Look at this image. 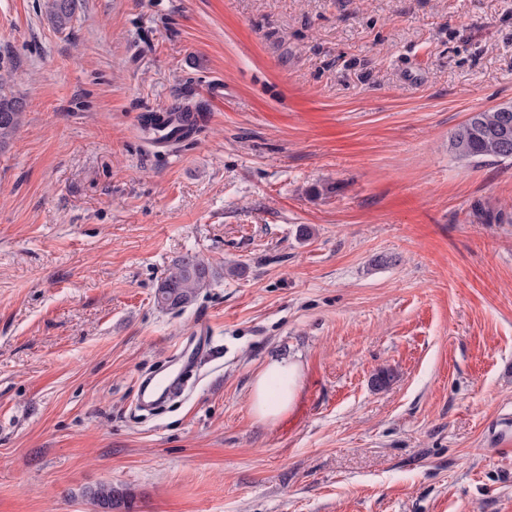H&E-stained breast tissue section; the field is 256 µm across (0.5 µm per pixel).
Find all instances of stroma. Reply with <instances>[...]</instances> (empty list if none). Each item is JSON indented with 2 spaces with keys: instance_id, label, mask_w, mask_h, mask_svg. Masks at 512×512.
<instances>
[{
  "instance_id": "obj_1",
  "label": "stroma",
  "mask_w": 512,
  "mask_h": 512,
  "mask_svg": "<svg viewBox=\"0 0 512 512\" xmlns=\"http://www.w3.org/2000/svg\"><path fill=\"white\" fill-rule=\"evenodd\" d=\"M0 67L26 103L0 512H96L102 483L130 512H512V164L448 150L512 101V0H80L62 30L0 0ZM190 100L198 133L151 147L143 115ZM188 252L216 277L160 309ZM204 325L193 394L138 411ZM288 356L300 395L259 423L252 379ZM88 497L97 507L98 512H112L122 504L127 509L128 502H131V495L124 489L112 486V484H101L87 492Z\"/></svg>"
}]
</instances>
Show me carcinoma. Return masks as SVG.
Segmentation results:
<instances>
[{
    "instance_id": "carcinoma-1",
    "label": "carcinoma",
    "mask_w": 512,
    "mask_h": 512,
    "mask_svg": "<svg viewBox=\"0 0 512 512\" xmlns=\"http://www.w3.org/2000/svg\"><path fill=\"white\" fill-rule=\"evenodd\" d=\"M79 0H46L45 8L54 25L61 29L72 18ZM12 73L0 72V150L17 135L24 121L23 99L7 90ZM448 149L459 161L482 163L512 162V102L471 113L451 132ZM216 277L213 267L199 256L178 257L160 278L155 301L159 308L183 311L190 307L200 290L211 286ZM98 512L128 504L131 495L124 489L101 484L87 492Z\"/></svg>"
}]
</instances>
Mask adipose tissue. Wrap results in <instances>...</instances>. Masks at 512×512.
Returning <instances> with one entry per match:
<instances>
[{"label":"adipose tissue","mask_w":512,"mask_h":512,"mask_svg":"<svg viewBox=\"0 0 512 512\" xmlns=\"http://www.w3.org/2000/svg\"><path fill=\"white\" fill-rule=\"evenodd\" d=\"M300 363L290 357L272 359L255 377L250 407L264 423H275L292 408L299 391Z\"/></svg>","instance_id":"1"}]
</instances>
